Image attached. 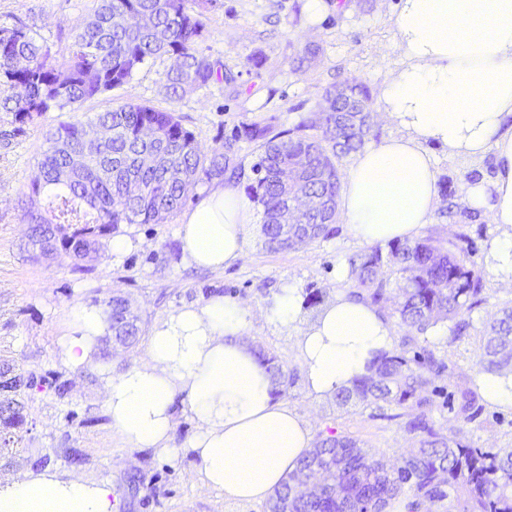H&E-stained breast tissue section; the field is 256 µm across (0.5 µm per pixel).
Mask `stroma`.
<instances>
[{"mask_svg": "<svg viewBox=\"0 0 512 512\" xmlns=\"http://www.w3.org/2000/svg\"><path fill=\"white\" fill-rule=\"evenodd\" d=\"M301 11H294V2ZM96 0H0V25L31 29L49 50L53 63L63 64L74 26L86 18ZM400 0H351L339 12L324 0H217L206 20L198 46L238 76L237 92L223 81L180 97L168 95L162 76L168 58L146 61L128 83L78 110L44 114L16 129L13 116L0 112V367L20 368L39 386L22 390L24 421L15 431L16 441L0 452V487L27 472L50 468L90 482L110 483L116 492L118 512H265L264 502H242L206 487L198 478V462L185 448L197 426L183 401H176V418L168 449L130 448L112 427L102 397L103 375L120 374L141 363L154 324L170 312L189 304L204 303L223 295L246 303L252 310L249 343H260L273 352L290 375L279 400L305 417L313 436L334 433L356 438L369 455L389 462L415 444L403 428L398 407L383 410L337 408L331 397L309 393L296 338L292 332L269 324L266 308L284 284L300 294L319 296L327 304L348 288V256L367 250L355 240L343 220H336L327 238L307 247L280 252L266 251L260 224L248 227L245 258L221 271L191 264L179 237L183 215L208 194L212 184L203 181L188 194L181 211L163 224H122L116 234L126 240L121 253L105 247L78 260L59 252L52 260L35 258L25 214L43 207L44 198H31V185L45 132L61 121H84L97 113L126 103H141L175 113L193 132L203 149L220 146L225 136L240 132L239 160L245 170L233 186L247 192L254 175L252 166L260 150L258 142L245 139L255 125L277 133L294 128L301 115L315 110L327 88L350 79L364 84L372 106H379L383 87L407 60L396 36L395 19ZM308 44L318 46L316 58L303 69L293 58ZM439 185L447 186L460 207H477L469 220L435 211L425 232L445 239L464 235L477 246L474 259L483 274L487 300L469 316L467 336L451 340L446 326L416 335V346L433 350L450 362L454 376L436 378L441 392L435 398L432 417L437 428L462 444L499 450L512 448V401L480 400L479 411L463 420L443 402L454 392L459 375L480 383L478 371L480 335L505 303H512V288L489 259L490 248L506 234L493 224L491 205L497 173L493 153L481 156L451 155L431 146ZM479 172L478 182L467 175ZM480 188L483 201L473 205L470 192ZM130 300L133 315L141 320V335L132 348L109 342L97 345V362L73 368L60 351L70 313L82 306L102 307L113 292ZM80 461H69L70 450ZM140 480L131 490L130 476Z\"/></svg>", "mask_w": 512, "mask_h": 512, "instance_id": "stroma-1", "label": "stroma"}]
</instances>
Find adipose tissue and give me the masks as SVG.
I'll list each match as a JSON object with an SVG mask.
<instances>
[{
    "label": "adipose tissue",
    "instance_id": "adipose-tissue-1",
    "mask_svg": "<svg viewBox=\"0 0 512 512\" xmlns=\"http://www.w3.org/2000/svg\"><path fill=\"white\" fill-rule=\"evenodd\" d=\"M398 43L409 64L384 88L379 114L400 134L360 151L342 180V216L365 243L409 240L430 223L439 203L434 143L452 155L494 149L493 223L512 227V0H401ZM252 203L217 186L183 218L180 237L191 264L210 270L245 256ZM242 303L211 296L176 309L154 326L139 366L108 377L105 405L130 448H163L175 398L198 424L187 446L208 487L240 501L266 498L312 446L308 423L278 401L247 336ZM104 330L94 307L75 312L61 356L89 365ZM393 328L377 307L338 293L297 348L309 392L336 393L393 348ZM108 483L54 472L24 473L0 488V512H112Z\"/></svg>",
    "mask_w": 512,
    "mask_h": 512
}]
</instances>
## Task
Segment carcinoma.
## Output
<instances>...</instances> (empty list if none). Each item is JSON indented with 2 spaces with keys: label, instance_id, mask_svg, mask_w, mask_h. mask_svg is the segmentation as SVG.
I'll use <instances>...</instances> for the list:
<instances>
[{
  "label": "carcinoma",
  "instance_id": "cac0c4a2",
  "mask_svg": "<svg viewBox=\"0 0 512 512\" xmlns=\"http://www.w3.org/2000/svg\"><path fill=\"white\" fill-rule=\"evenodd\" d=\"M217 0H98L94 13L74 27L67 61L57 66L24 26L0 28V112H10L23 126L53 108L80 105L127 83L149 58L171 60L164 73L166 92L181 96L224 78L236 87V76L217 59L198 48L206 13ZM357 103L369 106V94L357 83L344 81L325 91L324 104L300 117L297 125L269 135L257 125L246 135L260 142L262 154L253 166L250 185L263 207L261 234L271 252L304 248L330 233L335 223L341 178L336 159L362 150L374 135L369 112L349 111ZM99 128L112 131L104 150L82 154L86 137ZM48 147L40 162V176L32 183L35 197L47 190V209L27 213L31 244L43 250L62 248L77 256L97 252L121 224H163L204 180L228 173L241 175L237 162L240 136L234 134L209 152L200 149L194 134L173 112L146 104H127L100 112L94 118L60 122L45 134ZM305 158L303 188L323 199L329 212L297 214V233L278 218L291 205V188L282 170ZM475 248L464 235L445 240L433 234L414 241L392 242L388 250L375 247L348 257L349 295L381 309L390 301V284H398L390 315L407 332L424 334L448 323L451 339L467 335L464 314L484 298L481 270L472 260ZM112 335L127 344L137 341L141 328L128 319L129 305L119 293L103 302ZM479 371L512 373V306L501 310L482 335ZM257 358L271 372L275 386L288 384V372L276 355L262 346ZM454 374L445 362L426 349L406 348L380 355L367 375L336 393L341 408L395 405L404 409L405 431L417 446L388 470L369 459L359 443L330 434L306 451L297 468L268 500L267 512L286 501L290 512H431L448 502L457 512H512V450L504 455L464 445L436 428L430 416L434 381ZM0 391L16 393L35 385L6 366ZM457 413L471 419L479 410L478 395L467 382L452 394ZM24 404L0 403V423L10 428L23 422Z\"/></svg>",
  "mask_w": 512,
  "mask_h": 512
}]
</instances>
